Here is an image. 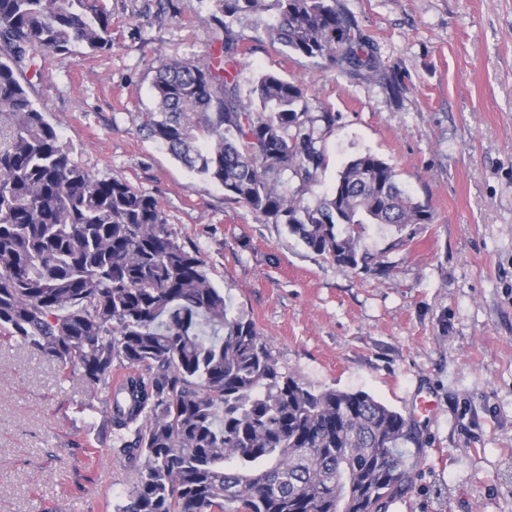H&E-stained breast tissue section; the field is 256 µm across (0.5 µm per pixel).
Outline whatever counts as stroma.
Listing matches in <instances>:
<instances>
[{"instance_id":"stroma-1","label":"stroma","mask_w":512,"mask_h":512,"mask_svg":"<svg viewBox=\"0 0 512 512\" xmlns=\"http://www.w3.org/2000/svg\"><path fill=\"white\" fill-rule=\"evenodd\" d=\"M173 3L102 0L111 46L47 55L33 98L62 143L96 178L156 199L282 372L414 416L413 487L390 512H512V0H337L373 41L375 78L271 43L273 12L232 28L241 91L271 71L308 87L311 115H336L320 131L326 169L289 193L315 204L371 152L433 212L430 224L365 225L360 245L386 277L313 252L140 133L156 69L206 59L224 36L211 0ZM107 396L0 341V512H113L136 474L113 446Z\"/></svg>"}]
</instances>
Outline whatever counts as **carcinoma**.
Instances as JSON below:
<instances>
[{
	"label": "carcinoma",
	"instance_id": "1",
	"mask_svg": "<svg viewBox=\"0 0 512 512\" xmlns=\"http://www.w3.org/2000/svg\"><path fill=\"white\" fill-rule=\"evenodd\" d=\"M224 29L202 61L172 59L139 131L226 200L284 225L339 265L375 256L340 224H430L428 206L371 152L302 204L326 167L307 89L263 73L242 94L231 25L275 11L269 39L347 71H380L373 42L336 0H211ZM112 42L100 0H0V338L107 390L115 444L137 477L115 512H389L413 482L411 418L364 391H314L280 371L255 322L232 313L203 259L151 195L90 175L31 97L48 52Z\"/></svg>",
	"mask_w": 512,
	"mask_h": 512
}]
</instances>
